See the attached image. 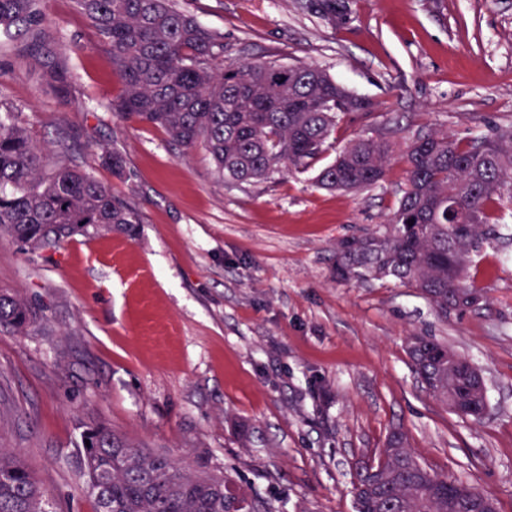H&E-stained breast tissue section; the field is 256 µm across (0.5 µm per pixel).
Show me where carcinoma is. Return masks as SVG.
<instances>
[{"instance_id": "cac0c4a2", "label": "carcinoma", "mask_w": 512, "mask_h": 512, "mask_svg": "<svg viewBox=\"0 0 512 512\" xmlns=\"http://www.w3.org/2000/svg\"><path fill=\"white\" fill-rule=\"evenodd\" d=\"M43 0H0V36L23 44L48 81L66 91V47L47 31ZM79 11L109 46L122 93L112 112L126 121L159 127L187 150L209 153L218 176L231 183L268 180L306 169L345 115L369 117L374 104L310 64H224V39L173 0H76ZM394 143L357 139L317 176L326 189L354 191L384 180ZM101 163L125 174L124 157L104 151ZM406 184L385 229L336 244L342 279L391 276L413 288L441 316L448 305L467 310L482 295L469 272L471 255L496 236L504 208L512 207V127L463 141L448 134L416 135L405 155ZM136 210L82 170L65 152L34 143L26 130L0 116V235L32 251L56 248L98 231L134 234ZM37 321L27 302L0 289V328L23 332ZM448 346L409 338L413 373L432 398L454 415L474 394L447 357ZM83 476L96 512H256L254 501L227 476L182 469L104 423L85 426ZM375 473H359L356 512H482L489 494L426 469L407 435L394 431ZM0 512H53L46 492L12 450L0 448Z\"/></svg>"}]
</instances>
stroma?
<instances>
[{"mask_svg": "<svg viewBox=\"0 0 512 512\" xmlns=\"http://www.w3.org/2000/svg\"><path fill=\"white\" fill-rule=\"evenodd\" d=\"M175 4L223 35L225 62L313 64L376 109L345 117L333 150L305 171L231 185L205 148L183 151L113 114L122 84L108 46L75 0H44L71 92L59 97L35 61L4 45L0 113L73 156L140 222L132 237L78 236L37 253L0 237V289L39 313L23 333L0 331V446L20 454L56 512H96L80 464L92 418L230 476L271 512H355L361 464L398 428L432 472L512 512V216L473 258L486 296L476 310L441 318L395 279L334 272L337 240L396 209L416 134L468 140L512 126V0H345L336 27L308 0ZM381 133L396 154L380 185H316L337 148ZM105 149L124 156L126 178L102 165ZM412 336L482 372V422L425 393L406 354Z\"/></svg>", "mask_w": 512, "mask_h": 512, "instance_id": "1", "label": "stroma"}]
</instances>
